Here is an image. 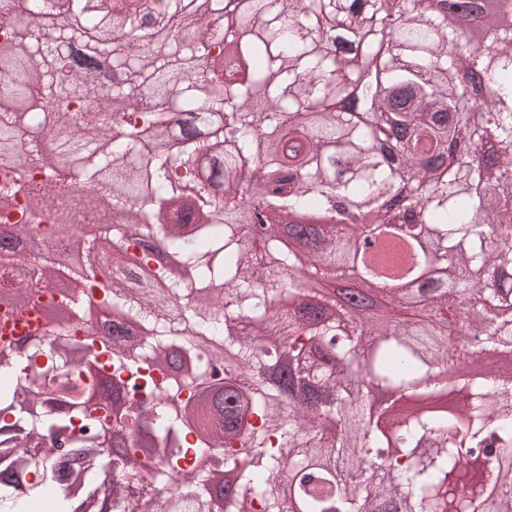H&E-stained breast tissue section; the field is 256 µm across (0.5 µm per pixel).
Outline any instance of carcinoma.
<instances>
[{
  "instance_id": "obj_1",
  "label": "carcinoma",
  "mask_w": 512,
  "mask_h": 512,
  "mask_svg": "<svg viewBox=\"0 0 512 512\" xmlns=\"http://www.w3.org/2000/svg\"><path fill=\"white\" fill-rule=\"evenodd\" d=\"M91 35L119 83L72 67ZM1 46L18 76L0 73V101L33 102L0 108V135L20 142L0 164L5 286L50 269L22 242L36 226L60 234L49 210L62 196L100 210L108 167L112 259L88 268L86 295L43 285L77 311L33 332L60 348L0 341V473L13 471L0 512H38L46 494L60 512L105 499L112 512H512V378L482 370L512 353V23L480 0H0ZM461 72L493 100L475 86L466 104ZM176 113L195 119L186 140ZM34 117L62 136L57 151L78 152L68 176L45 168ZM395 127L406 135L389 148ZM248 167L259 186L241 183ZM187 193L199 221L172 209ZM355 267L368 288L418 284L390 304L426 319L372 322L303 287L304 272ZM108 276L112 314L92 342L83 319ZM285 356L308 390L288 420L289 390L259 376ZM354 380L461 403L402 406L366 432L373 408ZM109 429L148 444L104 455ZM47 436L80 449L67 484ZM105 466L122 483L103 482ZM214 468L237 477L216 483Z\"/></svg>"
}]
</instances>
